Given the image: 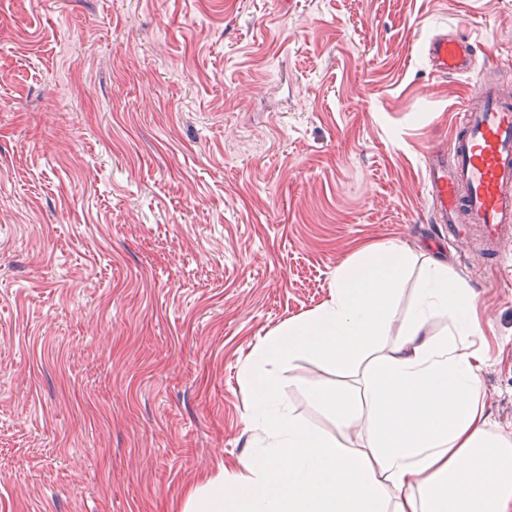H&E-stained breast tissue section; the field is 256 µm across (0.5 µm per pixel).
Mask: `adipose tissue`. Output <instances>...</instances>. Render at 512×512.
Segmentation results:
<instances>
[{
  "mask_svg": "<svg viewBox=\"0 0 512 512\" xmlns=\"http://www.w3.org/2000/svg\"><path fill=\"white\" fill-rule=\"evenodd\" d=\"M421 273L407 315L401 285ZM437 315L448 332L427 326ZM475 296L448 268L396 243L344 263L329 299L271 331L244 369L248 419L261 444L239 473L190 487L183 512H512V438L493 433L470 349ZM312 357L355 385L315 400L333 430L282 398L283 369ZM361 435L353 447L342 438Z\"/></svg>",
  "mask_w": 512,
  "mask_h": 512,
  "instance_id": "1",
  "label": "adipose tissue"
}]
</instances>
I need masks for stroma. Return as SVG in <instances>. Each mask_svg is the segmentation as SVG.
<instances>
[{"mask_svg": "<svg viewBox=\"0 0 512 512\" xmlns=\"http://www.w3.org/2000/svg\"><path fill=\"white\" fill-rule=\"evenodd\" d=\"M512 92V0H0V512H182L256 442L242 369L394 241L476 296L512 437V239H430L432 152L473 79ZM305 421L336 374L295 360ZM429 65L443 75L465 76L475 70V54L471 45L452 30L434 35L426 45Z\"/></svg>", "mask_w": 512, "mask_h": 512, "instance_id": "stroma-1", "label": "stroma"}]
</instances>
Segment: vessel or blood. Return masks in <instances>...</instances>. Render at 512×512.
Masks as SVG:
<instances>
[{"instance_id":"b4317fda","label":"vessel or blood","mask_w":512,"mask_h":512,"mask_svg":"<svg viewBox=\"0 0 512 512\" xmlns=\"http://www.w3.org/2000/svg\"><path fill=\"white\" fill-rule=\"evenodd\" d=\"M426 54L431 69L443 75L462 77L475 69L470 44L451 30L434 35ZM429 190L449 238H463L475 225L484 251L495 253L512 234V97L477 81L460 113L449 164H431Z\"/></svg>"}]
</instances>
